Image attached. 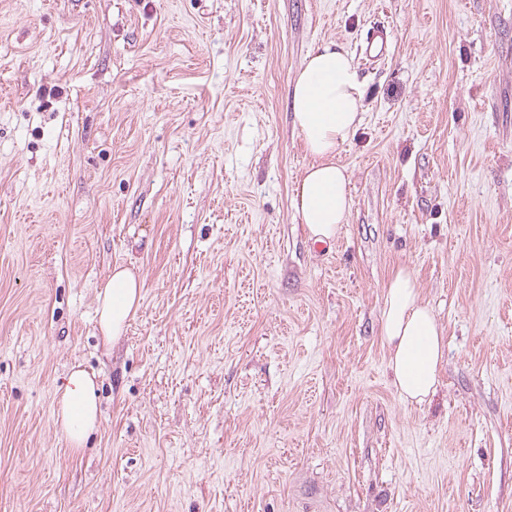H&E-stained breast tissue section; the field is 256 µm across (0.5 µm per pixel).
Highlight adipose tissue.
Segmentation results:
<instances>
[{
  "label": "adipose tissue",
  "mask_w": 512,
  "mask_h": 512,
  "mask_svg": "<svg viewBox=\"0 0 512 512\" xmlns=\"http://www.w3.org/2000/svg\"><path fill=\"white\" fill-rule=\"evenodd\" d=\"M290 100L293 124L312 157L296 185L293 205L311 238L330 240L351 208L350 178L336 155L362 121L361 90L349 54L332 42L311 49L292 81ZM143 287L132 268H113L97 296L105 342L125 333L142 305ZM381 332L399 396L423 402L435 391L444 339L407 268L397 269L386 285ZM97 391L95 374L77 367L57 394L54 425L73 449H81L99 425Z\"/></svg>",
  "instance_id": "1"
}]
</instances>
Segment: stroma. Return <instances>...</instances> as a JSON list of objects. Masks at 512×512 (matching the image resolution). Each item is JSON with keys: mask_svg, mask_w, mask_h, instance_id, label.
<instances>
[{"mask_svg": "<svg viewBox=\"0 0 512 512\" xmlns=\"http://www.w3.org/2000/svg\"><path fill=\"white\" fill-rule=\"evenodd\" d=\"M328 41L363 121L321 244L289 90ZM117 265L145 288L107 349ZM402 266L445 343L420 404L380 333ZM0 512H512V0H0ZM95 373L78 368L70 372L57 394L54 425L74 450L83 448L99 426L100 410Z\"/></svg>", "mask_w": 512, "mask_h": 512, "instance_id": "stroma-1", "label": "stroma"}]
</instances>
